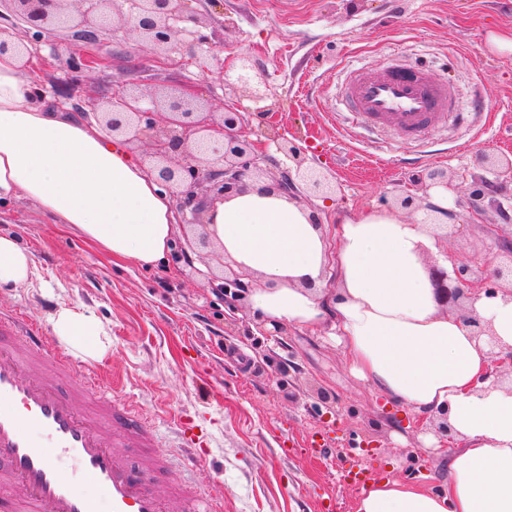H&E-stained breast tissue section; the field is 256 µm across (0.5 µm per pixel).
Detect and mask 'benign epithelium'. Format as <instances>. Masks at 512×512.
<instances>
[{
	"label": "benign epithelium",
	"mask_w": 512,
	"mask_h": 512,
	"mask_svg": "<svg viewBox=\"0 0 512 512\" xmlns=\"http://www.w3.org/2000/svg\"><path fill=\"white\" fill-rule=\"evenodd\" d=\"M131 4L127 16L121 19L129 32L156 49H173L183 33L179 23L186 20L187 0H131ZM5 12L39 36L69 27L85 42L96 41L99 33L111 30L115 22L114 14L105 10L104 0H0V17ZM3 52L24 56L29 47L21 39L1 34ZM93 116L112 135L147 146L150 173L169 192L175 202V217L182 224H197L196 215L208 202L240 190L244 179L266 175L265 157L245 134L244 116L231 107L219 113L204 112L194 97L180 91L154 97L147 108L136 91L126 90L94 104ZM277 146L292 162L288 172L275 181L279 191L309 198H327L336 193V183L310 165L300 148L288 144L284 137ZM204 182L210 184L212 192L208 200L198 197ZM454 275L457 286L450 287L444 284L447 273L432 271L436 286L443 290L446 304L453 311L464 310L481 290L488 296L499 291L512 295V261L492 274L461 262L455 266ZM251 287L253 279L248 273H235L218 285L224 294L236 297L244 296ZM462 319L476 329V335L489 336L496 381L512 383V350L501 356L488 325L467 314Z\"/></svg>",
	"instance_id": "obj_1"
}]
</instances>
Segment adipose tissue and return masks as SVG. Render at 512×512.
Listing matches in <instances>:
<instances>
[{
  "instance_id": "1",
  "label": "adipose tissue",
  "mask_w": 512,
  "mask_h": 512,
  "mask_svg": "<svg viewBox=\"0 0 512 512\" xmlns=\"http://www.w3.org/2000/svg\"><path fill=\"white\" fill-rule=\"evenodd\" d=\"M32 67L0 54V201H31L114 263L164 260L175 222L168 192L123 140L44 103ZM329 208L251 181L210 205L205 232L234 268L258 278L248 301L268 326L330 328L351 374L376 397L399 402L416 421L447 415L456 443L439 451L447 484L381 480L362 490L354 512H512V387L491 377L485 337L436 299L430 260L449 273L455 263L437 228L372 209L337 216L329 229L318 223ZM33 274L31 254L0 234V288L25 287ZM467 312L512 347V296L478 295ZM52 322L72 348L105 354L97 318L62 308Z\"/></svg>"
}]
</instances>
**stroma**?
Returning <instances> with one entry per match:
<instances>
[{
    "mask_svg": "<svg viewBox=\"0 0 512 512\" xmlns=\"http://www.w3.org/2000/svg\"><path fill=\"white\" fill-rule=\"evenodd\" d=\"M187 30L176 50L159 52L121 26L99 42L72 30L35 36L17 20L0 28L28 39L38 84L52 106L72 112L123 89L151 96L193 89L207 111L242 112L246 134L259 142L270 176L290 165L270 141L278 131L336 182L333 201L357 212L395 208L396 198L434 170L447 171L448 241L457 261L489 260L512 244V177L485 161L512 159V55L491 51L490 33L512 32V0H189ZM447 81L460 110L424 149L392 139L351 137L336 123V81L352 63L378 65L390 52ZM266 97L253 99L238 82V57ZM105 54L103 69L70 72L68 59ZM486 180L500 208L473 218V179ZM0 233L32 255L28 286L0 288V303L27 308L51 322L59 308L94 314L110 342L102 365L116 391L152 412L161 447L171 416L188 410L212 434L209 469L227 512H353L359 486L339 481L354 466L372 480L396 478L427 490L448 481V465L429 450L400 448L397 433L417 442L400 408L375 398L350 375L340 348L320 331L273 328L246 300L212 286L221 258L195 245L189 227L175 225L164 263L119 267L81 235L21 200L0 205ZM327 391L330 402L318 399ZM333 453L305 451L311 435Z\"/></svg>",
    "mask_w": 512,
    "mask_h": 512,
    "instance_id": "35a3bbf8",
    "label": "stroma"
}]
</instances>
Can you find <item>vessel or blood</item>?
<instances>
[{
	"label": "vessel or blood",
	"mask_w": 512,
	"mask_h": 512,
	"mask_svg": "<svg viewBox=\"0 0 512 512\" xmlns=\"http://www.w3.org/2000/svg\"><path fill=\"white\" fill-rule=\"evenodd\" d=\"M340 101L352 127L421 143L446 123L453 90L396 57L378 69L347 68ZM54 372L74 389L53 384ZM172 429L174 457L158 452L156 427L103 369L72 358L34 313L0 306V512H224L223 497L192 477L159 490L170 465L193 475L207 464L203 426L180 414ZM80 477L95 493L78 490Z\"/></svg>",
	"instance_id": "vessel-or-blood-1"
}]
</instances>
